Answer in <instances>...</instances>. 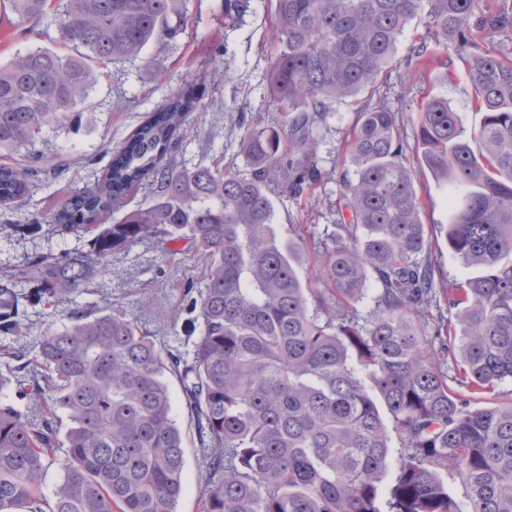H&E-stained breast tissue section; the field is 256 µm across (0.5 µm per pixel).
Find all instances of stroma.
I'll list each match as a JSON object with an SVG mask.
<instances>
[{
  "label": "stroma",
  "instance_id": "1",
  "mask_svg": "<svg viewBox=\"0 0 512 512\" xmlns=\"http://www.w3.org/2000/svg\"><path fill=\"white\" fill-rule=\"evenodd\" d=\"M187 10L185 30L166 53H156L150 47L136 59L102 68L84 105L88 119L79 129H44L35 149L47 158L45 175L34 185L24 207L0 205L1 276L22 281L32 274L30 261L34 256L86 248V240L72 235L45 230L23 237L13 227L35 217H48L73 188L93 184L108 163L111 150L123 145L149 112L185 85H198L205 103L203 110L189 118L192 133L185 143L184 156L193 161L222 157L244 168L243 157L236 154L239 141L252 127L279 120L264 80L276 53L271 0H250L244 18L224 33L215 24L216 16L224 10V0H188ZM431 11V0H422L417 16L400 38L397 56L406 59L415 43L427 41L446 60L453 78L404 85L399 77H392L387 94L400 111L404 139L409 144L414 141L417 103L425 94L447 98L464 130L477 128L482 119L458 45L455 40L436 35ZM0 24L7 28L0 37L2 64L19 53L37 48L58 51L63 47L57 26L44 21L19 23L6 0H0ZM223 44L228 53L221 57L216 50ZM357 110L352 100L338 104L322 130L316 154L324 178L313 196L273 195L274 228L279 235L288 238L300 229L313 236L316 244H327L326 232L338 222L335 202L341 194L339 175ZM417 190L424 202L427 227L436 229L447 223V190L426 171L418 176ZM108 266V271L93 277L71 301L29 307L21 335H0V361H9L14 352L33 360L41 337L69 325V314L75 309L125 315L162 346L190 351L181 326L170 319V310L179 304L185 284L200 280L204 268L201 255L185 241L163 247L145 240L112 254ZM166 382L185 442L183 494L176 509L198 512L205 464L182 386L172 374L167 375Z\"/></svg>",
  "mask_w": 512,
  "mask_h": 512
}]
</instances>
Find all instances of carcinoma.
<instances>
[{
  "label": "carcinoma",
  "mask_w": 512,
  "mask_h": 512,
  "mask_svg": "<svg viewBox=\"0 0 512 512\" xmlns=\"http://www.w3.org/2000/svg\"><path fill=\"white\" fill-rule=\"evenodd\" d=\"M187 0H65L67 53L36 49L0 64V154L32 150L43 128L82 117L100 66L161 51L184 30ZM22 23L52 0H8ZM250 0H224L231 28ZM420 0H275L277 53L267 76L279 126L238 143L247 170L176 162L197 86L169 97L110 152L97 181L46 223L88 249L32 259L30 287L0 278V335L28 305L72 298L112 253L146 239L185 240L206 259L182 309L188 356L133 321L73 311L38 344L39 367H0V512H176L185 446L164 372L178 374L205 475L199 512H512V55L476 32L512 30V0H434L435 31L457 40L483 111L465 135L448 99L418 105L419 164L452 189L448 248L477 274L436 277L417 168L399 113L380 88L400 71L451 73L429 45H397ZM360 98L340 175L339 233L310 255L284 241L271 194L320 184L317 138L336 104ZM42 160L0 163V202L21 204ZM150 202L105 223L138 186ZM316 262L322 288L299 267ZM377 288L370 305L367 284ZM27 398L21 410L13 396ZM64 456L60 480L46 470ZM396 476L383 479L391 457ZM462 479L464 501L441 473Z\"/></svg>",
  "instance_id": "cac0c4a2"
}]
</instances>
